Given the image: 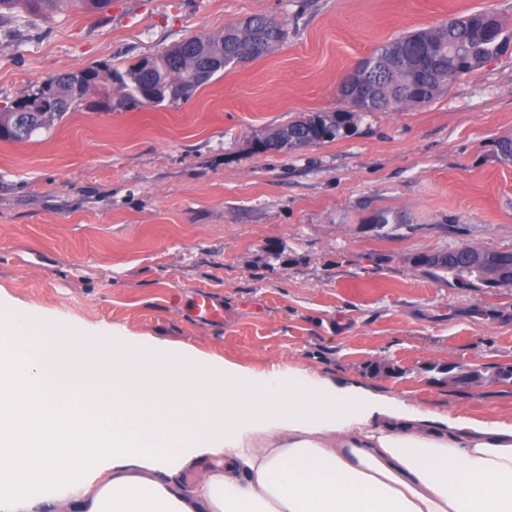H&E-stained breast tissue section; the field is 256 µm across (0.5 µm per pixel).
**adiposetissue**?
Segmentation results:
<instances>
[{"label": "adipose tissue", "mask_w": 512, "mask_h": 512, "mask_svg": "<svg viewBox=\"0 0 512 512\" xmlns=\"http://www.w3.org/2000/svg\"><path fill=\"white\" fill-rule=\"evenodd\" d=\"M0 340V512H512V424L3 302Z\"/></svg>", "instance_id": "ef3b65f1"}]
</instances>
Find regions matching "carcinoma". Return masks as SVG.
<instances>
[{
	"instance_id": "carcinoma-1",
	"label": "carcinoma",
	"mask_w": 512,
	"mask_h": 512,
	"mask_svg": "<svg viewBox=\"0 0 512 512\" xmlns=\"http://www.w3.org/2000/svg\"><path fill=\"white\" fill-rule=\"evenodd\" d=\"M111 0H0V12L18 9L30 17H42L75 5L89 11L105 9ZM254 24L267 29L274 43L267 50H258L250 60L266 56L278 49L288 38V29L265 16L254 17ZM228 30L232 38L222 35H192L176 44L177 63L151 68L140 61L124 71H108V79L100 83V71L88 69L102 93V105L108 109H128L156 104L155 96L167 94L172 86H180L184 99H189L204 82L195 76L196 50L202 41L223 44H247L249 36L237 26ZM512 38L504 35L501 18L488 11L473 12L449 19L435 28L419 29L402 35L377 49L367 61L372 65L356 76L362 85L360 93L350 90V84H340L337 97L346 106L365 112H387L403 104H420L430 100L441 89L464 74H468L507 52ZM56 87V102L39 108L32 117L36 130H50L56 121L81 106L89 89H75L62 73L45 80ZM330 112L307 115L310 123H288L289 149L296 142L313 139L320 145L347 136L352 127L338 120L329 122ZM486 279L498 283L512 281V252H483ZM467 251L449 250L437 254L428 270L440 278H450L461 285L477 279L468 268Z\"/></svg>"
}]
</instances>
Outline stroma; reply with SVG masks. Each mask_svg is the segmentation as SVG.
Instances as JSON below:
<instances>
[{
	"label": "stroma",
	"instance_id": "stroma-1",
	"mask_svg": "<svg viewBox=\"0 0 512 512\" xmlns=\"http://www.w3.org/2000/svg\"><path fill=\"white\" fill-rule=\"evenodd\" d=\"M512 0H112L0 24V106L49 77L124 67L253 15L272 55L186 103L107 110L98 94L30 141H0V298L66 327L118 326L230 363L307 368L380 399L512 422V284L460 287L416 264L512 251V49L432 100L354 116L286 154L273 128L339 109L336 85L389 40ZM380 211L399 221L382 228ZM207 294L220 318L196 316ZM484 382L449 384L448 365ZM254 24L267 29L273 35L274 43L269 46L270 48L268 50H258L254 52L250 57V61L271 54L288 38V29L283 24L277 23L265 16H254Z\"/></svg>",
	"mask_w": 512,
	"mask_h": 512
}]
</instances>
